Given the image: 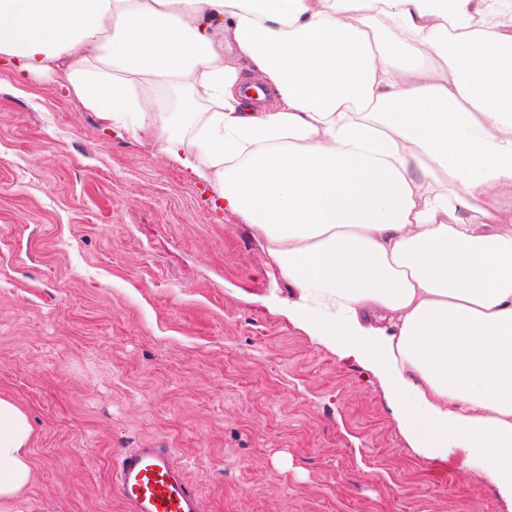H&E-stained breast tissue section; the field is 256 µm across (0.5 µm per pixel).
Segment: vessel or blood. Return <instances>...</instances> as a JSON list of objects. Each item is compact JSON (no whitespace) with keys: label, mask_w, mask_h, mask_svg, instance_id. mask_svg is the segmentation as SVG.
Masks as SVG:
<instances>
[{"label":"vessel or blood","mask_w":512,"mask_h":512,"mask_svg":"<svg viewBox=\"0 0 512 512\" xmlns=\"http://www.w3.org/2000/svg\"><path fill=\"white\" fill-rule=\"evenodd\" d=\"M110 484L125 512H202L198 489L170 448H136L113 463Z\"/></svg>","instance_id":"1"}]
</instances>
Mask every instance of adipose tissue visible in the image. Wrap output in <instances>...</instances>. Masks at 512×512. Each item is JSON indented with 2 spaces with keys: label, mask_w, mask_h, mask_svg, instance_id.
<instances>
[{
  "label": "adipose tissue",
  "mask_w": 512,
  "mask_h": 512,
  "mask_svg": "<svg viewBox=\"0 0 512 512\" xmlns=\"http://www.w3.org/2000/svg\"><path fill=\"white\" fill-rule=\"evenodd\" d=\"M0 55L22 79L65 61L87 108L211 182L417 447L478 455L512 496V108L491 103L512 0H0ZM159 84L207 103L192 140ZM32 435L0 397V512L34 479Z\"/></svg>",
  "instance_id": "1"
}]
</instances>
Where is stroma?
<instances>
[{
    "label": "stroma",
    "mask_w": 512,
    "mask_h": 512,
    "mask_svg": "<svg viewBox=\"0 0 512 512\" xmlns=\"http://www.w3.org/2000/svg\"><path fill=\"white\" fill-rule=\"evenodd\" d=\"M214 188L0 59V396L33 427L10 512H123L113 456L175 449L203 512H512L413 447L384 379L299 321Z\"/></svg>",
    "instance_id": "1"
}]
</instances>
